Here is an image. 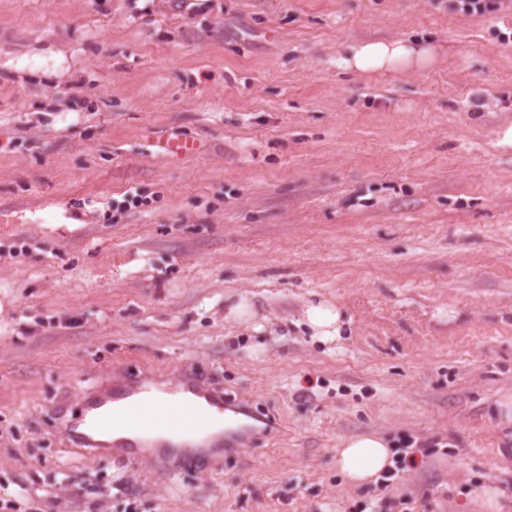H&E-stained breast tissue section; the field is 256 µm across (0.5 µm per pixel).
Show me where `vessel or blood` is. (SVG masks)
Segmentation results:
<instances>
[{"label": "vessel or blood", "mask_w": 512, "mask_h": 512, "mask_svg": "<svg viewBox=\"0 0 512 512\" xmlns=\"http://www.w3.org/2000/svg\"><path fill=\"white\" fill-rule=\"evenodd\" d=\"M85 411V418L63 422L64 437L97 454L128 460L154 448L163 459L197 465L204 460L203 449L249 448L272 432L264 425L238 424L237 416L254 417L252 407L193 374L182 375L172 385L146 373L114 378L86 398ZM161 419L177 423V437L154 436L152 428ZM120 421L127 435L110 437L113 424Z\"/></svg>", "instance_id": "b4317fda"}]
</instances>
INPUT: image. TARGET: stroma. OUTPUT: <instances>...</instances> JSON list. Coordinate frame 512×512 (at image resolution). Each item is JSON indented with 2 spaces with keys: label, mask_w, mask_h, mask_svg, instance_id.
Masks as SVG:
<instances>
[{
  "label": "stroma",
  "mask_w": 512,
  "mask_h": 512,
  "mask_svg": "<svg viewBox=\"0 0 512 512\" xmlns=\"http://www.w3.org/2000/svg\"><path fill=\"white\" fill-rule=\"evenodd\" d=\"M397 37L433 67L336 65ZM510 125L512 0H0V483L27 489L0 512L512 503ZM321 299L333 343L303 322ZM146 369L277 433L173 473L63 439L88 389ZM370 430L433 451L349 486L336 449ZM305 322L312 336L322 341H332L342 336L348 325L343 309L328 300L311 302L305 309ZM471 496L485 512H503L501 509L506 508L498 492L492 488L479 487L472 491Z\"/></svg>",
  "instance_id": "35a3bbf8"
}]
</instances>
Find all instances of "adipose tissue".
Returning a JSON list of instances; mask_svg holds the SVG:
<instances>
[{
    "label": "adipose tissue",
    "instance_id": "obj_1",
    "mask_svg": "<svg viewBox=\"0 0 512 512\" xmlns=\"http://www.w3.org/2000/svg\"><path fill=\"white\" fill-rule=\"evenodd\" d=\"M436 49L405 39H379L353 43L336 58L339 68L367 78L399 76L431 67ZM305 322L313 336L323 341L340 338L347 320L343 309L333 302L309 303ZM392 451L386 439L375 431L360 433L340 442L336 463L350 485L375 479L391 465Z\"/></svg>",
    "mask_w": 512,
    "mask_h": 512
}]
</instances>
